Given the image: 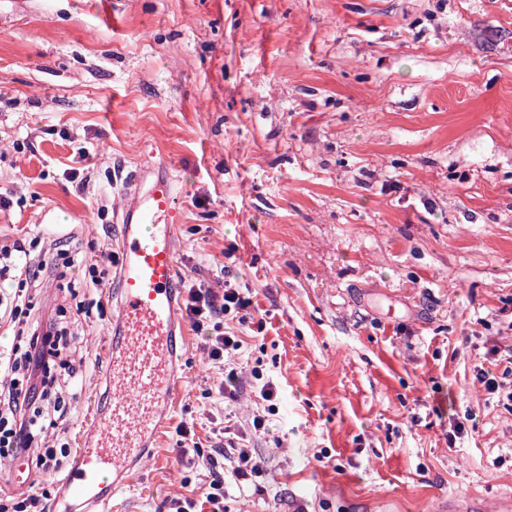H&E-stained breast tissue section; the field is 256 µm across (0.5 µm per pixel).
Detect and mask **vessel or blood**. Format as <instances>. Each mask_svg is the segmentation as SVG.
I'll return each instance as SVG.
<instances>
[{
	"label": "vessel or blood",
	"instance_id": "1",
	"mask_svg": "<svg viewBox=\"0 0 512 512\" xmlns=\"http://www.w3.org/2000/svg\"><path fill=\"white\" fill-rule=\"evenodd\" d=\"M175 191L152 163L135 172L130 197L116 216L120 259L114 282L119 328L108 339L110 404L94 414L78 450L79 466L59 494L80 512H104L100 496L115 473L125 472L146 438L156 437L162 403L181 388L176 355Z\"/></svg>",
	"mask_w": 512,
	"mask_h": 512
}]
</instances>
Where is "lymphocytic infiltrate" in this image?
Returning <instances> with one entry per match:
<instances>
[{"instance_id": "obj_1", "label": "lymphocytic infiltrate", "mask_w": 512, "mask_h": 512, "mask_svg": "<svg viewBox=\"0 0 512 512\" xmlns=\"http://www.w3.org/2000/svg\"><path fill=\"white\" fill-rule=\"evenodd\" d=\"M40 268L31 260V246L20 239H0V281L17 282L20 290L35 283ZM182 306L192 330L200 337L202 348L212 368L222 371L218 389L224 398L237 400L240 381L230 369L232 355L242 347V339L226 330L227 316L248 309L252 301L242 289L225 285L216 292L206 283L186 281L182 284ZM0 319L16 327V335L25 343L24 352L0 353V458L35 457L43 472L60 469L56 452L44 444L48 422L65 418L68 408L63 399H50L46 380V347L58 339L53 322H42L32 316L20 291L11 296L0 295ZM264 416H254L251 429H244L232 417L214 431L224 436V447L217 451L200 447L194 427L178 424L176 443L183 464L203 463L209 476L198 496L178 495L170 498L168 512H225L226 480H249L264 472V460L248 446L249 431H262Z\"/></svg>"}]
</instances>
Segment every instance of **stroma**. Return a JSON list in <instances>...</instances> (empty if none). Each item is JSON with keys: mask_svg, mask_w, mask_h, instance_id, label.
<instances>
[{"mask_svg": "<svg viewBox=\"0 0 512 512\" xmlns=\"http://www.w3.org/2000/svg\"><path fill=\"white\" fill-rule=\"evenodd\" d=\"M148 159L176 183L179 279L248 288L235 364L278 391L261 488L228 483L230 512H495L512 494V0H0V235L112 253ZM30 301L77 322L83 359L48 432L64 463L32 471L49 510L116 305L77 271ZM178 328L183 388L109 512L201 486L177 424L214 447L209 417L263 410L248 384L210 395L220 376Z\"/></svg>", "mask_w": 512, "mask_h": 512, "instance_id": "35a3bbf8", "label": "stroma"}]
</instances>
